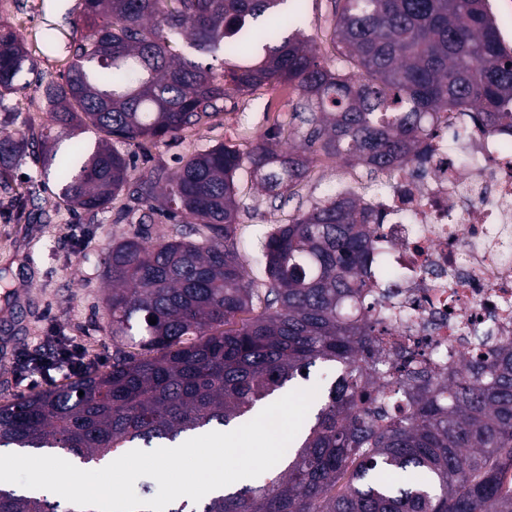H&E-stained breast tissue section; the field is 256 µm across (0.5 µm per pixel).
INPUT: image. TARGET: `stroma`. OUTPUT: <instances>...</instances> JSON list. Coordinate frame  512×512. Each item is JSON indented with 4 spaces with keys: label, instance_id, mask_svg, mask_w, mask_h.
Returning <instances> with one entry per match:
<instances>
[{
    "label": "stroma",
    "instance_id": "stroma-1",
    "mask_svg": "<svg viewBox=\"0 0 512 512\" xmlns=\"http://www.w3.org/2000/svg\"><path fill=\"white\" fill-rule=\"evenodd\" d=\"M83 0H66L63 11L52 14L45 0H0V26L14 30L37 62L23 73L16 93L0 99V136L40 132L50 117L39 86L59 79L72 60L75 47L87 33L80 21ZM296 94L291 85L276 84L233 95L219 102V110L205 123L179 138L140 149L122 145L134 158L136 172L153 167L174 169L179 157L223 144L248 153L266 134L279 140L302 139L306 125L293 120ZM356 180L357 193L374 190L376 182L364 168L332 160L317 161L309 178L293 196L274 199L257 190L249 174L237 179L239 249L250 276L261 278L259 239L273 225L287 223L299 206H306L336 190L346 176ZM40 166L32 157L15 161L8 189L0 188V276L11 293L0 300V403L30 394L18 372V355L51 348L59 338L79 343L98 369L112 363L110 315L103 281V258L113 242L139 227L143 207L128 194L115 197L108 209L73 211L58 195L55 183L30 194V182Z\"/></svg>",
    "mask_w": 512,
    "mask_h": 512
}]
</instances>
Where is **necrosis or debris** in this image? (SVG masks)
<instances>
[{
	"label": "necrosis or debris",
	"mask_w": 512,
	"mask_h": 512,
	"mask_svg": "<svg viewBox=\"0 0 512 512\" xmlns=\"http://www.w3.org/2000/svg\"><path fill=\"white\" fill-rule=\"evenodd\" d=\"M452 144L432 140L427 163L391 172L369 198L380 216L371 281L402 311L395 331L460 365L470 326L512 337V135L445 114Z\"/></svg>",
	"instance_id": "4bbe7bcc"
}]
</instances>
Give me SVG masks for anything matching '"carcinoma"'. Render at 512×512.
<instances>
[{
  "mask_svg": "<svg viewBox=\"0 0 512 512\" xmlns=\"http://www.w3.org/2000/svg\"><path fill=\"white\" fill-rule=\"evenodd\" d=\"M305 0H84L89 30L58 81L42 87L60 133L94 131L56 157L50 135L0 140L37 149L44 175L76 210L123 191L178 220L137 232L104 258L112 366L0 404V449H60L84 464L169 447L250 415L317 364L339 370L284 470L166 512H512V339L472 332L463 369L436 368L390 341L380 319L345 314L369 297L372 225L361 196L336 190L261 241L251 278L234 233L237 172L274 198L318 157L378 176L413 160L445 112L512 133V48L487 0H332L333 64L304 36ZM238 57L215 72L182 49ZM36 64L0 30V99ZM294 86L300 149L266 140L247 155L222 144L137 178L112 141L140 145L199 125L231 92ZM205 230L201 240L191 235ZM156 324H150V319ZM84 395H78V392ZM0 512H76L0 485Z\"/></svg>",
  "mask_w": 512,
  "mask_h": 512,
  "instance_id": "obj_1",
  "label": "carcinoma"
}]
</instances>
